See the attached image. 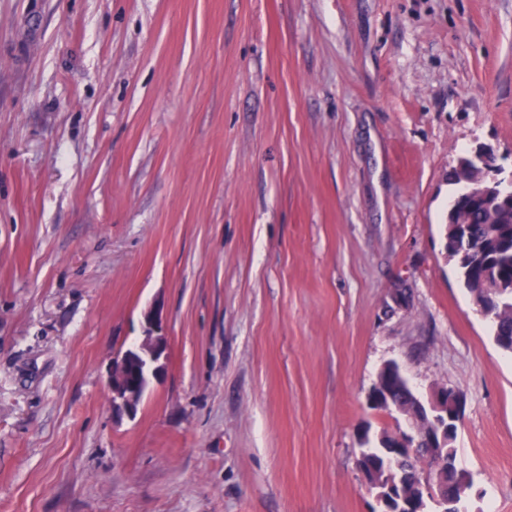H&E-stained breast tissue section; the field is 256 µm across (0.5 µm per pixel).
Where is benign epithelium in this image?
Listing matches in <instances>:
<instances>
[{"mask_svg": "<svg viewBox=\"0 0 512 512\" xmlns=\"http://www.w3.org/2000/svg\"><path fill=\"white\" fill-rule=\"evenodd\" d=\"M456 171L459 178L465 182H470V176L479 174L483 179L489 181V184L479 183L470 187V192L479 200L483 206L489 210H494L500 206L508 197H512V170H506L505 166L498 162V157L494 150L479 146L468 156L460 159ZM135 348L141 354L144 366L153 378H158L164 368L167 360V337L164 333V326L159 312L148 311L144 315V325L142 336ZM128 356V351H120L112 358V366L109 370L106 385L112 404V412L119 417H135L133 409V396L129 394L124 385V370ZM452 389L440 388L433 389L429 397L425 399V406L435 425V431L440 435L448 433V393ZM404 437L402 441L404 450L414 455L422 452L433 463L434 477L428 479L422 477L420 490L425 498H434L440 502L439 508L448 507V487L443 484L439 475L442 471L448 469L447 456L442 447L431 446L423 448L419 446L420 438L415 433L412 418L407 417L403 422Z\"/></svg>", "mask_w": 512, "mask_h": 512, "instance_id": "obj_1", "label": "benign epithelium"}]
</instances>
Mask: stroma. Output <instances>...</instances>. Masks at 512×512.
<instances>
[{
    "label": "stroma",
    "mask_w": 512,
    "mask_h": 512,
    "mask_svg": "<svg viewBox=\"0 0 512 512\" xmlns=\"http://www.w3.org/2000/svg\"><path fill=\"white\" fill-rule=\"evenodd\" d=\"M479 145L512 0H0V512H371L389 361L463 394L466 508L512 512V354L445 250ZM142 333L141 339L135 344V348L141 354L144 366L149 374L156 380L162 374L167 360V337L158 311L150 310L145 313ZM144 366L132 362L130 371L132 382L143 389L140 396L141 402L152 382ZM129 350L119 351L112 358L106 385L112 404V412L118 417L134 418L133 396L124 385V370Z\"/></svg>",
    "instance_id": "obj_1"
}]
</instances>
